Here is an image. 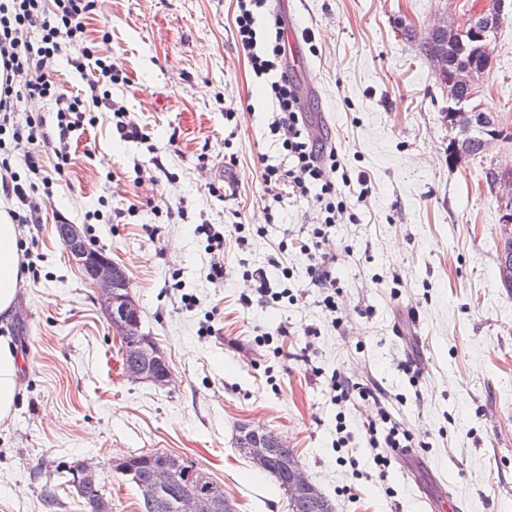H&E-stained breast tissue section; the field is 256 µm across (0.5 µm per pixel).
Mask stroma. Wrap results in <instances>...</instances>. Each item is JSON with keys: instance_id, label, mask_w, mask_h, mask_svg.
Wrapping results in <instances>:
<instances>
[{"instance_id": "35a3bbf8", "label": "stroma", "mask_w": 512, "mask_h": 512, "mask_svg": "<svg viewBox=\"0 0 512 512\" xmlns=\"http://www.w3.org/2000/svg\"><path fill=\"white\" fill-rule=\"evenodd\" d=\"M472 3L271 0L313 34L297 48L316 88L304 103L313 138L368 177L350 201L356 221L331 230L336 327L307 257L279 249L321 214L311 200L265 194L260 157L287 158L269 130L272 102L238 48L237 0H98L87 41L110 33L108 60L124 76L112 101L147 137L120 140L112 113H99L74 133L65 181L38 189V223L22 227L19 246L38 272L23 273L11 317L0 318L21 388L0 422V512H83L67 474L82 462L98 466L112 512H141L137 487L110 463L154 449L193 461L236 512H288L274 479L236 448L242 423L282 436L335 512H434L448 498L459 512H512V290L497 277L503 211L486 177L512 172V138L476 159L453 155L448 101L424 50L434 18L463 22ZM404 25L415 37L400 35ZM494 49L478 101L512 131V12ZM217 181L224 196L208 190ZM63 217L125 270L169 385L122 374L120 340L58 239ZM199 224L224 234L223 283L208 277ZM236 224L265 233L242 244ZM259 267L291 298L244 305L245 273ZM309 325L319 335L306 336ZM258 336L281 337V356ZM336 371L383 388L418 444L386 472L369 465L361 432L377 408L331 403Z\"/></svg>"}]
</instances>
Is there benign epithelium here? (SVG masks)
Returning a JSON list of instances; mask_svg holds the SVG:
<instances>
[{
	"mask_svg": "<svg viewBox=\"0 0 512 512\" xmlns=\"http://www.w3.org/2000/svg\"><path fill=\"white\" fill-rule=\"evenodd\" d=\"M500 5L488 9L475 5L461 25L444 18L435 19L429 26L426 43L429 56L441 78L448 103L465 105L467 111L452 112L448 126L457 131L451 149L460 157L483 154L497 139L489 129L497 126L496 113L476 102L479 81L493 58V38L502 20ZM62 243L74 265L84 278L96 288L98 301L117 336L125 337L131 352L124 367L125 375L133 381H150L165 386L171 372L164 353L150 336L142 332L140 309L130 289L124 269L102 251L89 244L75 224H66L59 230ZM502 272H512V216L503 220L500 238ZM237 446L248 453L260 468L271 465L274 449L283 446L284 440L269 438L249 424L238 426L235 437ZM148 470L135 478L141 497L159 498L164 483L179 481L180 460L171 456L147 458ZM195 488L177 499L178 512H235L230 500L213 490L203 473L193 474ZM288 495L307 501L311 512H329L330 506L320 489L304 475L302 467L294 462L285 471Z\"/></svg>",
	"mask_w": 512,
	"mask_h": 512,
	"instance_id": "1",
	"label": "benign epithelium"
}]
</instances>
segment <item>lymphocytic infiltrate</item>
<instances>
[{
	"label": "lymphocytic infiltrate",
	"instance_id": "obj_1",
	"mask_svg": "<svg viewBox=\"0 0 512 512\" xmlns=\"http://www.w3.org/2000/svg\"><path fill=\"white\" fill-rule=\"evenodd\" d=\"M97 0H0V67L6 72L0 83V152L7 142H27V178L11 173L8 160L0 161V189L27 206L28 212L16 215L20 224L38 221L39 208L31 193L37 185L52 186L63 176L69 161L73 132L82 130L92 109H112L121 138H143L142 128L126 119L123 109L113 108L104 86L122 82L123 76L108 65L101 51L85 47L86 21ZM267 9V0H238L235 31L240 50L247 57L257 78L263 79L273 103L272 134L280 136L288 154L287 166L266 164L261 179L268 196L279 198L282 189L317 204L323 219L306 239L303 251L309 261L307 275L311 283L323 288L326 312L337 308L338 281L332 266L336 254L330 248L328 230L338 215L347 212L355 186L365 185L364 176H352L335 146L317 142L310 135L303 116L300 97L289 81L287 52L283 41L285 22L272 15L265 34L257 32V16ZM38 40H30L31 30ZM78 46V55L68 63L82 80L73 91L48 78L64 46ZM19 98L54 100L56 125L46 129L41 116H29L25 125L13 124V102ZM54 155L53 172H46L45 155ZM365 438L373 451L372 463L386 470L392 458L412 452L413 438L397 423L387 407L363 425Z\"/></svg>",
	"mask_w": 512,
	"mask_h": 512
}]
</instances>
